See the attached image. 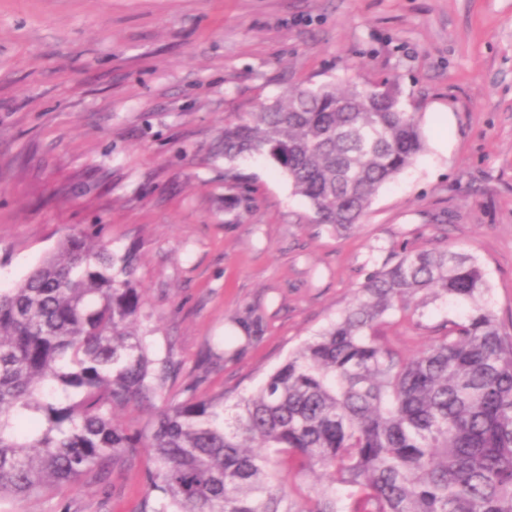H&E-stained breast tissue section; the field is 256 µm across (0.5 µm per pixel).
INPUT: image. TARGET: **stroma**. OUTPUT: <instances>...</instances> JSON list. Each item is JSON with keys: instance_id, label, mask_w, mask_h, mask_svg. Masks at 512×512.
Returning a JSON list of instances; mask_svg holds the SVG:
<instances>
[{"instance_id": "stroma-1", "label": "stroma", "mask_w": 512, "mask_h": 512, "mask_svg": "<svg viewBox=\"0 0 512 512\" xmlns=\"http://www.w3.org/2000/svg\"><path fill=\"white\" fill-rule=\"evenodd\" d=\"M386 78L405 111L448 107L447 158L426 149L346 235L264 160L232 166L254 200L230 205L225 117ZM75 229L137 248L141 324L179 368L177 400L255 390L405 247L475 255L511 323L512 0H0V288ZM460 312L380 333L409 354ZM146 465L105 494L63 486L0 512H140Z\"/></svg>"}]
</instances>
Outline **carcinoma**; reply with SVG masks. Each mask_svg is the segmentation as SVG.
<instances>
[{
  "mask_svg": "<svg viewBox=\"0 0 512 512\" xmlns=\"http://www.w3.org/2000/svg\"><path fill=\"white\" fill-rule=\"evenodd\" d=\"M224 160L262 158L314 221L352 231L425 149L395 83L295 89L224 119ZM137 253L81 232L0 288V500L41 497L145 452L140 512H512V325L478 260L404 249L257 390L166 399L171 356L135 329ZM466 304L411 355L385 317ZM131 431L116 410L154 406ZM319 472L296 495L288 475Z\"/></svg>",
  "mask_w": 512,
  "mask_h": 512,
  "instance_id": "obj_1",
  "label": "carcinoma"
}]
</instances>
